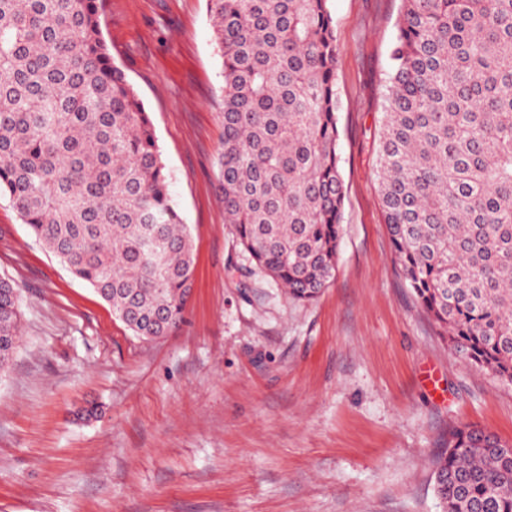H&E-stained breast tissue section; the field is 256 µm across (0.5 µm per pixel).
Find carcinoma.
I'll return each mask as SVG.
<instances>
[{
    "label": "carcinoma",
    "instance_id": "carcinoma-1",
    "mask_svg": "<svg viewBox=\"0 0 512 512\" xmlns=\"http://www.w3.org/2000/svg\"><path fill=\"white\" fill-rule=\"evenodd\" d=\"M224 66L225 223L290 298L336 270L344 183L328 0H207ZM379 193L405 281L471 364L512 383V0H401ZM137 336L184 318L193 244L100 0H0V197ZM19 298L0 280V369ZM443 512H512V444L471 426L438 460Z\"/></svg>",
    "mask_w": 512,
    "mask_h": 512
}]
</instances>
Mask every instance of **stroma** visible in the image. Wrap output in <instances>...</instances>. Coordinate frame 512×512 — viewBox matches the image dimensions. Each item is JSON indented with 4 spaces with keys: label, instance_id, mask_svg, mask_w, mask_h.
<instances>
[{
    "label": "stroma",
    "instance_id": "1",
    "mask_svg": "<svg viewBox=\"0 0 512 512\" xmlns=\"http://www.w3.org/2000/svg\"><path fill=\"white\" fill-rule=\"evenodd\" d=\"M195 250L184 322L145 340L0 197L21 339L0 376V512H442L452 428L512 443V384L407 288L378 190L401 0H328L345 201L333 282L290 299L224 221L222 59L206 0H101ZM99 405L98 417L80 411Z\"/></svg>",
    "mask_w": 512,
    "mask_h": 512
}]
</instances>
